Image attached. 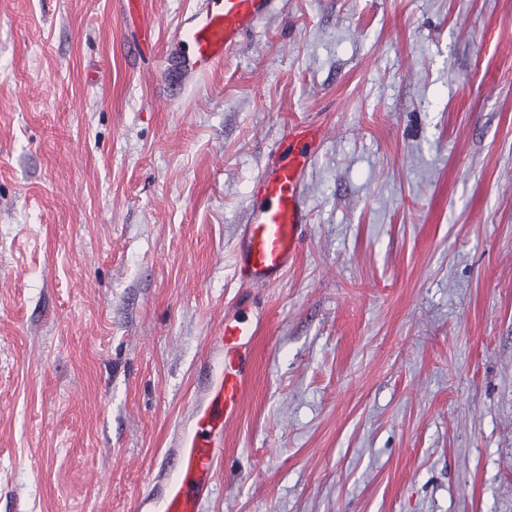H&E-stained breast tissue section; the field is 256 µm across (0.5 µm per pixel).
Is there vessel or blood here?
Wrapping results in <instances>:
<instances>
[{
    "instance_id": "vessel-or-blood-1",
    "label": "vessel or blood",
    "mask_w": 512,
    "mask_h": 512,
    "mask_svg": "<svg viewBox=\"0 0 512 512\" xmlns=\"http://www.w3.org/2000/svg\"><path fill=\"white\" fill-rule=\"evenodd\" d=\"M277 0H209L175 33L182 67L203 74L222 65L241 38L252 31ZM312 153L304 146L289 152L258 179L237 271L241 278L270 283L281 278L299 249V231L307 221L300 186ZM259 329L244 321L226 323L209 337L224 353V376L209 388V403L196 409V426L172 449L176 468L154 477L144 498L148 512H199L212 490L214 469L224 452V425L240 411L248 385L242 355Z\"/></svg>"
}]
</instances>
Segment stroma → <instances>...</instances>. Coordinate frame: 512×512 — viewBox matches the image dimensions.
Instances as JSON below:
<instances>
[{"mask_svg": "<svg viewBox=\"0 0 512 512\" xmlns=\"http://www.w3.org/2000/svg\"><path fill=\"white\" fill-rule=\"evenodd\" d=\"M198 0H0V512H142L222 356L202 512H512V0H278L170 86ZM317 133L295 263L255 182ZM312 152L305 146L278 158L258 179L237 271L241 278L270 283L293 264L299 231L307 222L300 186Z\"/></svg>", "mask_w": 512, "mask_h": 512, "instance_id": "1", "label": "stroma"}]
</instances>
